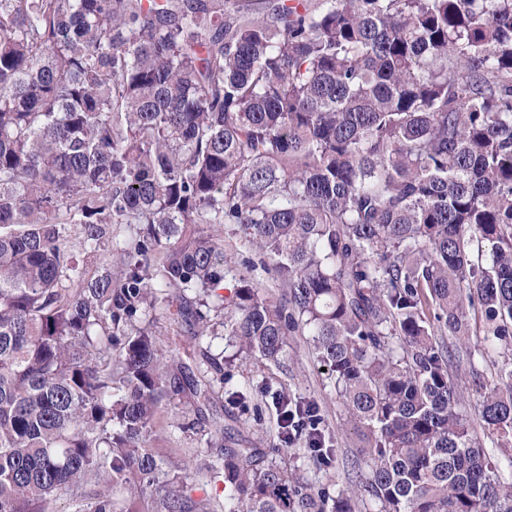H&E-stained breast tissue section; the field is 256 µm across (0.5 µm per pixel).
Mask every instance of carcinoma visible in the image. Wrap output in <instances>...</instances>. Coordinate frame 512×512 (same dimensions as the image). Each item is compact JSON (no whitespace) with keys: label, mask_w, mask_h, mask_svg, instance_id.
Segmentation results:
<instances>
[{"label":"carcinoma","mask_w":512,"mask_h":512,"mask_svg":"<svg viewBox=\"0 0 512 512\" xmlns=\"http://www.w3.org/2000/svg\"><path fill=\"white\" fill-rule=\"evenodd\" d=\"M158 311L242 363L306 337L363 442L350 494L224 444L211 393L253 384L172 366ZM474 315L512 462V0H0V512H130L115 487L154 512H512L458 410ZM261 386L280 444L329 463L316 403ZM168 406L193 472L151 446Z\"/></svg>","instance_id":"1"}]
</instances>
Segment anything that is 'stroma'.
<instances>
[{"mask_svg": "<svg viewBox=\"0 0 512 512\" xmlns=\"http://www.w3.org/2000/svg\"><path fill=\"white\" fill-rule=\"evenodd\" d=\"M234 381L250 377L254 381H270L275 389L294 398L314 400L323 419L330 447L336 453L328 465L319 464L303 442H294L284 453L290 471L313 488L328 486L335 491L348 487L351 459L360 446L357 433L346 424L345 409L335 395L325 391V375L310 357L306 340L301 336L289 339L288 355L282 367L258 366L250 370L232 371ZM214 410L223 414L224 421L234 429L236 447L269 450L277 443L278 416L270 396L255 391L245 402L229 400L223 389H216ZM181 415L163 411L157 419L158 437L154 443L165 461L180 466L195 460V443L180 433L176 425Z\"/></svg>", "mask_w": 512, "mask_h": 512, "instance_id": "1", "label": "stroma"}]
</instances>
